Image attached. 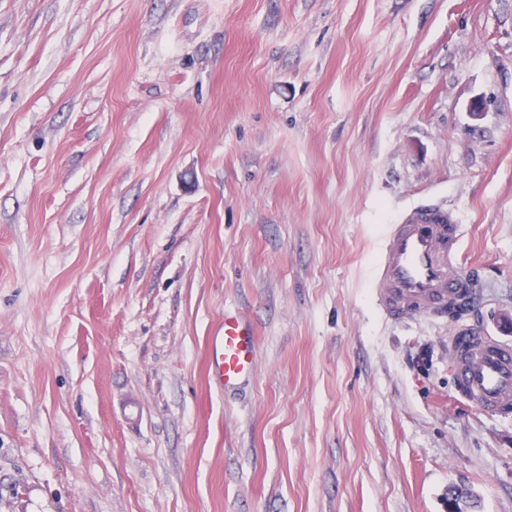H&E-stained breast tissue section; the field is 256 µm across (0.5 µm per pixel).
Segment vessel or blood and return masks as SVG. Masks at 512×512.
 <instances>
[{
	"label": "vessel or blood",
	"instance_id": "vessel-or-blood-1",
	"mask_svg": "<svg viewBox=\"0 0 512 512\" xmlns=\"http://www.w3.org/2000/svg\"><path fill=\"white\" fill-rule=\"evenodd\" d=\"M459 226L452 213L434 204L406 211L386 225L371 270L374 297L389 318L411 323L441 317L449 306L474 301L478 292L458 267ZM458 393L481 410L512 413V347L483 332L462 330L451 349ZM257 360L254 325L234 311L210 341L209 369L224 389L249 380Z\"/></svg>",
	"mask_w": 512,
	"mask_h": 512
}]
</instances>
